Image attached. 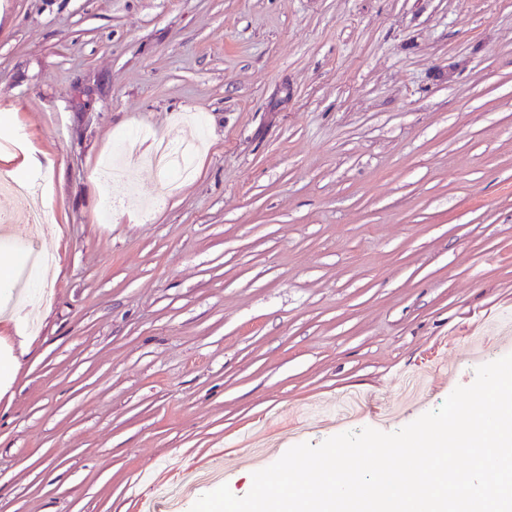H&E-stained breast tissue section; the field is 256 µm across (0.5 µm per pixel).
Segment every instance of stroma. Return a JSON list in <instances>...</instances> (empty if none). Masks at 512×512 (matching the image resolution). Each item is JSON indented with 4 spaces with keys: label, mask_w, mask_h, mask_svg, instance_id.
Returning <instances> with one entry per match:
<instances>
[{
    "label": "stroma",
    "mask_w": 512,
    "mask_h": 512,
    "mask_svg": "<svg viewBox=\"0 0 512 512\" xmlns=\"http://www.w3.org/2000/svg\"><path fill=\"white\" fill-rule=\"evenodd\" d=\"M1 168L0 512L242 497L512 354V0H0ZM187 151L188 149L184 144L170 141L164 145L163 153L158 154L153 159V163L158 167L165 180H167L171 174L170 161L181 157Z\"/></svg>",
    "instance_id": "stroma-1"
}]
</instances>
